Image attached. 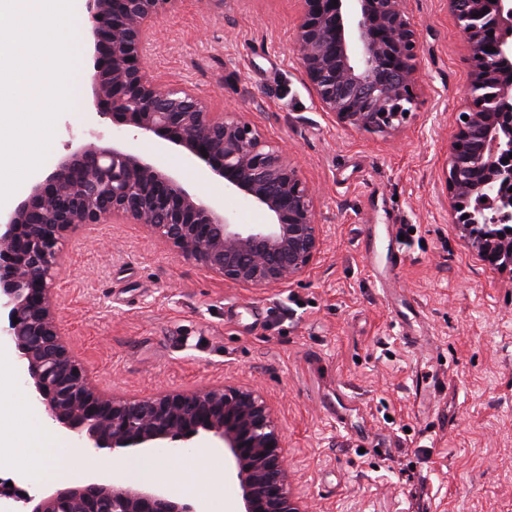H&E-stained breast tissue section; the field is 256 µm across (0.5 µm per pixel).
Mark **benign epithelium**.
I'll list each match as a JSON object with an SVG mask.
<instances>
[{"mask_svg":"<svg viewBox=\"0 0 512 512\" xmlns=\"http://www.w3.org/2000/svg\"><path fill=\"white\" fill-rule=\"evenodd\" d=\"M456 17L486 13L484 26L462 27L472 61L471 88L488 85L494 112L458 119L448 154L446 185L458 201L512 181V123L500 105L512 83L486 70L512 65V41L496 36L512 26V0H448ZM176 0H86L92 21L88 56L92 99L87 111L120 128L156 136L224 189L261 210L263 224H237L192 194L153 160L110 145L78 143L14 208L0 211V342L15 348L33 401L52 422L91 449L190 448L207 434L231 455L242 512H305L293 506L283 433L267 402L239 387L161 392L140 400L109 398L90 385L51 312L49 295L67 241L82 227L126 217L228 281L253 288L289 283L320 252L322 225L315 197L298 166L239 112H210L191 90L165 88L143 67L144 25ZM295 46L319 104L340 125L387 135L416 100L418 40L405 0H304ZM495 36H489V33ZM494 51H486V47ZM207 155H202L201 150ZM480 259L512 267V239L489 235L472 244ZM32 512H195L157 488L98 484L58 490Z\"/></svg>","mask_w":512,"mask_h":512,"instance_id":"obj_1","label":"benign epithelium"}]
</instances>
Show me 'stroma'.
<instances>
[{
	"label": "stroma",
	"instance_id": "obj_1",
	"mask_svg": "<svg viewBox=\"0 0 512 512\" xmlns=\"http://www.w3.org/2000/svg\"><path fill=\"white\" fill-rule=\"evenodd\" d=\"M406 11L417 99L387 136L341 127L318 103L294 48L302 0H178L158 16L145 65L210 111L243 113L297 162L315 190L320 253L295 281L252 288L175 255L142 225L97 224L67 243L49 303L108 395L238 386L263 396L284 433L289 491L313 512H512V268L471 249L445 183L470 50L448 0H406ZM98 133L111 139L112 126L84 102L60 113L20 195L71 142ZM124 137L237 223H265L160 138ZM369 245L402 253L395 276H370ZM417 373L446 375V390L419 403Z\"/></svg>",
	"mask_w": 512,
	"mask_h": 512
}]
</instances>
